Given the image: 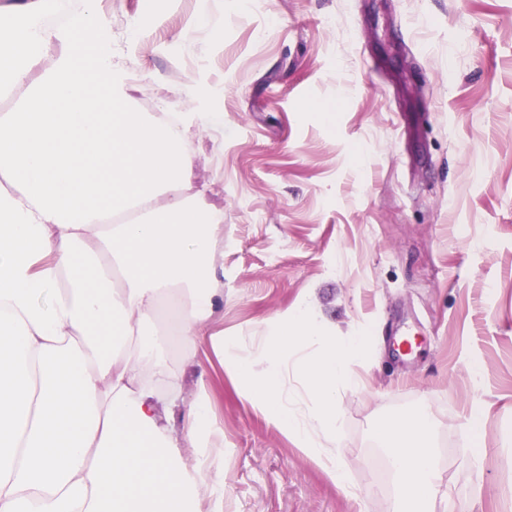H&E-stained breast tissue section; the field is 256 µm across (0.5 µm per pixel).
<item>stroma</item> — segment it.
<instances>
[{"mask_svg":"<svg viewBox=\"0 0 512 512\" xmlns=\"http://www.w3.org/2000/svg\"><path fill=\"white\" fill-rule=\"evenodd\" d=\"M98 8L136 111L190 76L224 115L182 146L224 211L210 331L258 344L297 307L330 336L370 330L337 404L357 501L239 396L210 341L170 353L185 391L210 388L224 512H395L377 431L423 409L457 512H512V0H209L204 27L198 0Z\"/></svg>","mask_w":512,"mask_h":512,"instance_id":"35a3bbf8","label":"stroma"}]
</instances>
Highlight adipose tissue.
Listing matches in <instances>:
<instances>
[{"instance_id": "1", "label": "adipose tissue", "mask_w": 512, "mask_h": 512, "mask_svg": "<svg viewBox=\"0 0 512 512\" xmlns=\"http://www.w3.org/2000/svg\"><path fill=\"white\" fill-rule=\"evenodd\" d=\"M48 2L0 6V96L24 94L0 114L12 185L0 190V512H224L207 386L185 393L167 359L205 338L242 396L346 486L321 442L337 436L336 398L358 388L368 336L323 335L303 308L251 348L209 332L224 300V211L189 193L182 145L224 115L191 111L193 81L181 111L137 112L97 0L55 28ZM164 412L180 425L161 424ZM432 436L425 414L380 434L400 512H431L440 493Z\"/></svg>"}]
</instances>
